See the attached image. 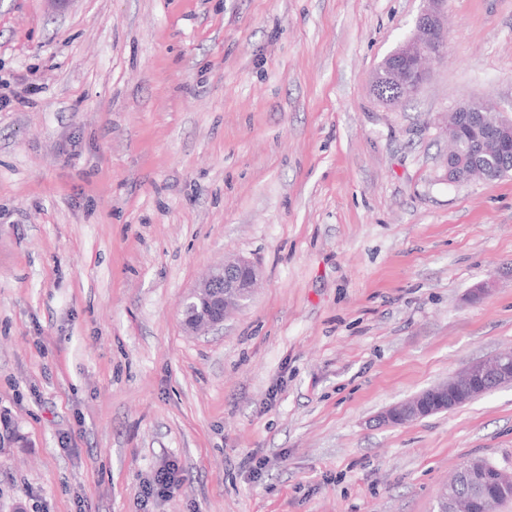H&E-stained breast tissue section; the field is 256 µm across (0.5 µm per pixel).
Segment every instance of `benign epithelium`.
Masks as SVG:
<instances>
[{
  "instance_id": "1",
  "label": "benign epithelium",
  "mask_w": 512,
  "mask_h": 512,
  "mask_svg": "<svg viewBox=\"0 0 512 512\" xmlns=\"http://www.w3.org/2000/svg\"><path fill=\"white\" fill-rule=\"evenodd\" d=\"M424 2L426 7L417 20L414 34L385 60L390 66L389 79L400 88L403 100L416 95L428 76L430 65L442 57L447 44L446 0ZM457 112H495L498 118L492 124L478 121L472 126L474 142L483 151L478 169L461 170L462 162L457 154L448 152L445 165L448 180L468 181L475 172L486 180L511 172L512 164L500 163L492 150L500 145L512 148V118L499 115L497 103L488 98L463 103L452 110L454 114ZM256 280V267L244 258L231 259L214 268L183 301L181 313L186 329L197 333L223 325L228 311L241 308L252 299ZM489 379L512 381V352L472 363L462 374L438 385L446 396L429 400L423 392L406 403L386 409L378 416V423L403 424L426 417L455 404L464 395L473 394ZM464 478L471 481L469 492L464 491ZM464 478H455L441 490L437 512H466L473 499L488 496L496 487L512 486V473L487 460L470 461Z\"/></svg>"
}]
</instances>
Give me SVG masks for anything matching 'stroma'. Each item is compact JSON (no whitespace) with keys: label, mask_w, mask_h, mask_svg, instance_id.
Returning <instances> with one entry per match:
<instances>
[{"label":"stroma","mask_w":512,"mask_h":512,"mask_svg":"<svg viewBox=\"0 0 512 512\" xmlns=\"http://www.w3.org/2000/svg\"><path fill=\"white\" fill-rule=\"evenodd\" d=\"M423 7L0 0V512H434L471 459L512 471V384L376 422L512 350V174L444 167L456 106L512 117V0H447L386 103ZM234 257L252 300L188 334ZM414 34L404 41L384 63L389 64L388 78L401 90V96L391 101L412 98L426 80L430 65L440 59L447 44L448 16L446 0H424ZM256 280V267L244 258L214 268L183 301L181 313L186 329L197 333L223 325L229 310L244 307L252 299ZM199 308L206 313L196 317L193 311ZM177 481L176 472L170 466L160 469L152 482L146 483L144 494L146 497L164 494Z\"/></svg>","instance_id":"stroma-1"}]
</instances>
